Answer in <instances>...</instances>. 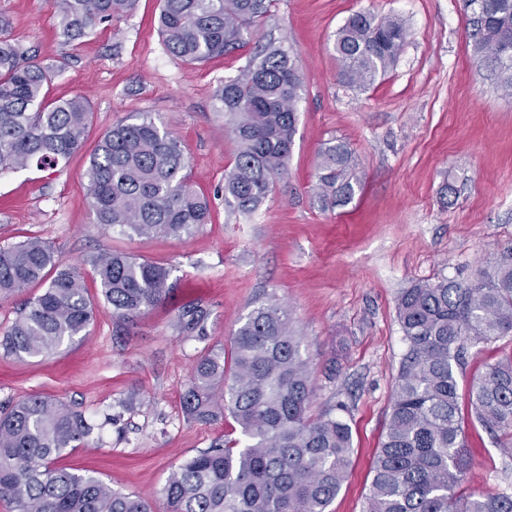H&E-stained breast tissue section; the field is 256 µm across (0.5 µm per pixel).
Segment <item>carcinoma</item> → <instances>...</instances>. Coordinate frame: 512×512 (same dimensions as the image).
Returning <instances> with one entry per match:
<instances>
[{
  "label": "carcinoma",
  "instance_id": "obj_1",
  "mask_svg": "<svg viewBox=\"0 0 512 512\" xmlns=\"http://www.w3.org/2000/svg\"><path fill=\"white\" fill-rule=\"evenodd\" d=\"M136 0H50L64 37L132 9ZM159 26L168 50L191 64L224 55L269 12L266 0H160ZM474 52L512 95V0H487L470 18ZM406 39L399 19L365 12L336 34L338 75L366 87L384 75ZM61 67L23 54L0 27V171L68 163L83 144L92 108L80 94L50 100ZM303 83L294 51L267 44L240 73L224 80L214 111L237 142L224 173V207L255 212L288 172ZM347 146H328L318 165L319 198L346 205L360 180ZM182 142L148 113L119 122L99 140L84 171L96 223L140 236L180 237L208 223L209 201L196 194ZM100 292L124 322L164 302L172 269L105 251L92 257ZM42 284L0 332V350L20 359L45 357L85 332L94 303L80 269L32 238L0 247V300ZM210 309L183 307L177 329L208 336ZM407 345L395 381L386 433L373 465L366 512H512V495L464 490L467 456L455 367L465 350L512 333V251L469 281L443 277L414 283L397 298ZM304 339L288 307L276 300L251 310L224 351L200 355L182 395L194 422L232 418L241 438H226L182 461L160 495L166 512H327L339 494L352 451L351 427L339 404L317 417ZM472 417L487 432L512 438V357L491 365L469 394ZM82 413L39 395L0 410V500L13 512H152L134 493L55 468L67 448L88 445Z\"/></svg>",
  "mask_w": 512,
  "mask_h": 512
}]
</instances>
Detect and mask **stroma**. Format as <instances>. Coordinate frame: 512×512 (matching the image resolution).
<instances>
[{"instance_id":"1","label":"stroma","mask_w":512,"mask_h":512,"mask_svg":"<svg viewBox=\"0 0 512 512\" xmlns=\"http://www.w3.org/2000/svg\"><path fill=\"white\" fill-rule=\"evenodd\" d=\"M159 0L79 40L62 37L48 0H0V20L25 56L65 61L52 97L84 96L92 116L82 153L56 171L0 173V246L49 241L77 265L97 306L84 336L45 358L0 353V407L30 395L61 400L96 429L59 465L133 492L163 512L171 472L230 433L232 420H187L181 397L196 359L227 348L243 318L269 296L292 313L313 368V412L346 407L352 454L328 512H365L373 461L386 432L393 387L406 351L397 318L401 289L441 277L472 279L512 247V96L475 54L468 0H273L242 43L201 65L171 55L157 30ZM403 21L397 61L373 85L338 76L336 33L356 12ZM293 46L303 80L288 172L250 216L224 207V172L237 144L213 110L225 78L268 43ZM151 113L178 136L194 189L211 219L179 239L139 237L97 224L84 169L104 133ZM342 141L361 188L344 206L317 196L321 151ZM105 250L172 267L177 285L145 315L117 321L102 298L91 258ZM211 310L206 340L179 333L182 308ZM512 335L469 348L456 371L459 404L498 360ZM475 493L512 494V453L466 422Z\"/></svg>"}]
</instances>
